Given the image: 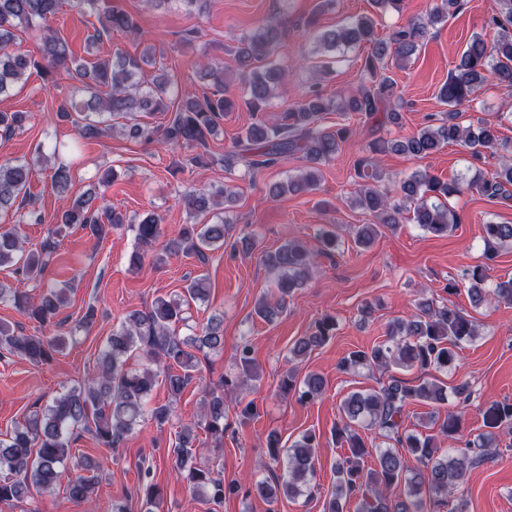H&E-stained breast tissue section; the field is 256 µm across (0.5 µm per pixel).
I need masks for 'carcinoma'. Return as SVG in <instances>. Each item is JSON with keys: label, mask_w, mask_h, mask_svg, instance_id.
<instances>
[{"label": "carcinoma", "mask_w": 512, "mask_h": 512, "mask_svg": "<svg viewBox=\"0 0 512 512\" xmlns=\"http://www.w3.org/2000/svg\"><path fill=\"white\" fill-rule=\"evenodd\" d=\"M504 20H493L498 33L492 44L475 36L460 56L459 63L438 92L439 101L448 106L438 124H427L403 140L378 139L369 143L371 156L355 163L359 184L353 203L374 214L375 224H359L353 228L355 245L364 247L378 234L377 226L394 228L399 215L413 206V221L425 232L441 236L450 232L457 222L456 213L448 200L478 189L484 196L509 198L512 192V158L487 179L443 181L426 170H418L399 182L400 197L396 198L379 188L382 170L374 156L386 152L426 158L442 146L459 144L469 149L471 157L481 159L486 150L512 153V147L499 136L498 124L480 120L477 124L462 125L459 106L480 87L492 83L512 91V0H503ZM79 14L94 15L100 25L97 37L122 32L135 37L138 28L133 18L120 10H100V0H0V97H8L22 86L34 70L45 80L54 81L55 73L65 74L81 83L89 94L78 106L70 101L57 109L61 119L73 120L82 138L100 137L113 132L111 120L134 114L166 112L172 97L177 94L171 80L164 74L144 82L140 75L144 67L154 64L146 51L139 54L117 52L110 58L80 62L72 56L67 41L46 27L63 5ZM459 0H440L424 19H416L395 30L387 39L377 37L376 21L371 15H361L333 28L312 27V39L321 53L359 48L366 44L370 52L363 61L366 81L350 95L334 102L316 89H309L283 111L281 122L270 125L264 112L278 95L277 88L286 81L285 71L273 63L272 56L282 40V30L272 21L261 24L241 37L236 47L239 63L238 80L246 86L240 98L228 94L230 82L224 66L213 60L201 65L200 78L215 88L211 94L193 95L178 99L175 114L167 125L154 129L146 124L123 126L122 134L141 140H155L165 147L189 148L195 151L190 162L210 161L232 170L243 165L246 171L270 167L284 156L298 155L306 166L286 180L269 188V195L313 192L320 181L319 165L333 159L340 146L354 139L358 130L343 123L334 128L320 124L326 112L355 113L365 120L382 118L386 124L400 125L401 106L392 102L396 83L387 75L388 61L402 68L416 53L419 41L427 29L440 24L457 11ZM42 31L41 56L32 58L11 52L18 33L25 29ZM241 108L252 113V122L238 136L232 148L215 157L208 143L218 130L224 114ZM77 119H72V115ZM29 120L25 112L0 111V133L12 136ZM32 166L28 162L0 163V211H23L21 217L34 224L43 223L41 215L26 210L27 188ZM115 172L105 171L96 185L78 196L70 209L62 213L58 225L49 232L40 248L27 251L19 225L0 233V266H17L23 280L42 283L45 270L54 259L58 237L73 226L85 231L96 242L112 235V230L126 224L122 214L104 204L100 189L112 184ZM52 184L56 192L67 194L71 189L70 167L54 166ZM233 193L221 188L214 193L195 191L183 197L185 207L192 213L205 214L232 201ZM135 248L131 264L142 263L146 256L162 264L170 252L186 251L206 260V251L221 249L230 238L231 227L224 220L212 224H184L177 236L166 242L162 217L155 211L141 215L132 225ZM486 258L492 259L496 249L512 243V224L489 222L482 225ZM260 261L274 274L277 298L259 299L255 312L258 317L272 320L287 305L294 289L305 285L315 265L313 254L295 241H288L274 251H263ZM468 282L466 292L470 304L480 308L491 304L512 305V279L501 281L493 288L485 287L487 266L475 265L463 274ZM209 295L206 279L198 277L184 289L182 296H158L150 306L135 310L118 327L112 329L95 361V370L87 381L55 396L35 412L25 423L5 438H0V504L23 501L31 490L50 493L64 488L72 501L86 499L99 483L97 466L85 458L69 466L72 458L70 437L83 428L92 433L105 448L119 447L126 434L145 417L163 425L173 415L172 403L149 406L148 397L158 378H163L172 398H177L194 378L198 359L195 352L224 348L223 319L212 316L205 325L189 336H179L172 325L185 321L184 307L189 301L204 302ZM67 302V289L42 283L38 297L23 288L0 286V303H9L23 316L37 321L47 334L26 336L15 334L0 326V359L18 357L32 363L48 362L59 352L65 340L54 335L55 322L61 307ZM336 329V318L325 315L314 323V330L297 339L290 349L293 359L302 360L315 347L323 344ZM478 335L477 322L455 304L438 305L421 297L415 312L407 320L393 323L387 340L367 350L349 353L340 362L348 371L359 366L387 369L399 368L447 369L452 366L461 344ZM140 352L145 363L140 369L127 367L134 352ZM241 373L251 378L257 367L249 345L241 346L236 357ZM326 388L324 378L314 372L299 376L289 370L281 380L285 393L295 392L303 401H314ZM204 414L201 420L180 426L172 454L179 474L191 486L193 493L204 502H220L236 486L224 484V479L196 466L197 429L201 428L216 441L224 440L226 407L224 394L215 389H203ZM439 405L448 401L447 390L438 381L404 386L393 379L374 392H352L340 404L339 423L334 435L336 442L346 443L347 453L336 461V487L324 504V512H349V504L357 501L354 512H444L448 497L463 491L466 472L472 465L491 459L489 447L493 430L512 429V402L490 400L484 410V424L489 431L472 440L453 455L439 454L435 436L431 434H400L405 407L412 402ZM367 421L395 440L412 455L410 466L395 448H369L355 431V425ZM462 423V411L455 405L446 411L440 433L456 438ZM280 440L267 437L268 456L279 470H271L273 480L255 482L248 493L273 502L279 495L295 499L311 489L315 475V448L318 439L307 432L290 447L279 446ZM373 464H367V459ZM80 470L71 474V468ZM404 485L405 498L389 497L394 486Z\"/></svg>", "instance_id": "obj_1"}]
</instances>
